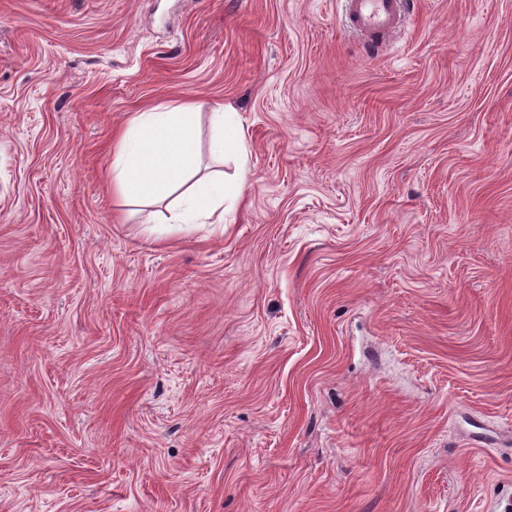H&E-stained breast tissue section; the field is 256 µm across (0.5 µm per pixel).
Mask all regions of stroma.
Instances as JSON below:
<instances>
[{"mask_svg":"<svg viewBox=\"0 0 512 512\" xmlns=\"http://www.w3.org/2000/svg\"><path fill=\"white\" fill-rule=\"evenodd\" d=\"M237 112L223 223L112 188ZM512 0H0V512H505ZM349 27L365 37H385L398 26L402 0H346ZM201 107L160 104L138 112L113 150L112 186L124 205L144 212L175 202L162 224L179 230L223 223L224 203L236 198L235 182L223 172L201 168L196 153Z\"/></svg>","mask_w":512,"mask_h":512,"instance_id":"35a3bbf8","label":"stroma"}]
</instances>
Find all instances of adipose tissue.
<instances>
[{
    "label": "adipose tissue",
    "mask_w": 512,
    "mask_h": 512,
    "mask_svg": "<svg viewBox=\"0 0 512 512\" xmlns=\"http://www.w3.org/2000/svg\"><path fill=\"white\" fill-rule=\"evenodd\" d=\"M199 109L196 103L160 104L137 113L113 150L112 185L124 205L142 212L170 203L167 222L179 230L223 223L224 204L237 189L223 173L201 168L196 153ZM211 122L214 160L233 161L237 174H245L248 151L238 133L237 114L220 106Z\"/></svg>",
    "instance_id": "ef3b65f1"
}]
</instances>
